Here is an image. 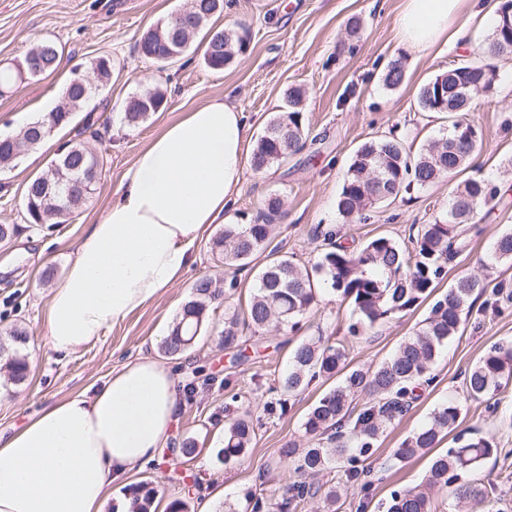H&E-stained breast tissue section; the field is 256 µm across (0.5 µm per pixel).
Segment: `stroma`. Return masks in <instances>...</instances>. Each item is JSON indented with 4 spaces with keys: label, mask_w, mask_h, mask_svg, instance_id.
Listing matches in <instances>:
<instances>
[{
    "label": "stroma",
    "mask_w": 512,
    "mask_h": 512,
    "mask_svg": "<svg viewBox=\"0 0 512 512\" xmlns=\"http://www.w3.org/2000/svg\"><path fill=\"white\" fill-rule=\"evenodd\" d=\"M185 0H0V66L23 60L37 41L49 38L62 46L57 71L49 77L26 80L0 96V130L16 133L40 118L46 105L59 104L74 71L85 70L101 55L112 56L115 71L101 97L110 99L106 111L77 113L74 123L93 122L99 139L90 148L102 154L104 167L92 198L67 223L51 228L28 224L24 188L28 180L47 171L60 146L73 138V130L51 134L38 149L26 152L22 163L0 171V224H13L17 232L0 245V342L13 325L25 327L29 341L23 349L30 363L26 381L0 380V431L24 425L45 406L75 394L92 391L112 368L129 359L150 356L162 360L183 384L179 410L169 431L170 443L196 441L198 455L183 465L162 450L159 461L138 466L112 483V504L124 501L127 491L142 482L157 486L168 500L191 492L192 506L217 488L224 498L217 512L235 508L245 512L248 498H269L294 479L290 466L279 458L280 448L294 443L309 445L304 417L335 380H316L292 398L279 390L288 370V356L307 336H324L342 343L352 367L374 370L388 359L401 341L412 335L428 316L429 304L390 320L363 335L347 332L352 308L330 292L320 293L297 333L268 329L225 349L218 343L224 312L209 316L206 330L187 352L162 355V336L170 331L194 282L210 275L237 282L226 292L225 304L243 307L255 268L267 261L266 252L252 258L251 268L222 265L213 256V239L222 225L212 224L197 242L195 260L174 288L115 324L100 341L64 355L45 344V326L51 291L63 279L76 243L87 224L93 223L116 198L125 170L138 153L168 123L202 104L214 94L243 112L254 136L263 135L273 116L282 111L292 88L304 92L302 111L306 142L287 162L257 172L245 168L232 215L257 219L270 199L283 203L271 242L279 254L293 257L309 268L317 263L328 241L360 246L387 236L400 246L412 245L414 227L431 223L446 213L455 182L443 181L416 188L392 202L371 208L366 218H343L337 210L348 165L358 148L382 136H397L418 148L441 137L449 118L444 112L418 107L420 88L461 59L473 57L491 27L471 23L469 48L437 45L415 55L397 37L404 0H229L218 27L248 31L249 43L236 62L221 70L208 68L201 53L186 54L153 81L143 78L146 63L136 44L150 27L176 13ZM360 19L357 34H350L351 19ZM405 63V78L387 88L383 75L393 59ZM492 90L474 95L468 118L483 131V146L470 161L467 175L480 174L496 183V201L483 208L471 231L470 251L449 264L440 290L456 277L472 274L512 286V261L489 264L496 238L512 230V54L495 61ZM167 91V104L143 123H123V107L131 97L151 85ZM512 343V298L485 293L473 303V313L442 349L432 367L435 381L418 389L411 409L389 425L375 444L366 465L372 473L368 492L349 487L337 512H386L392 490L421 484L432 459L423 454L408 461L394 460L400 442L426 423L434 409L455 400L463 407V428H475L493 437L501 455L484 461L476 473L497 512H512V384L495 395L469 398L465 378L493 345ZM286 399L288 411L269 410V402ZM250 415L256 437L239 461L224 464L216 450L224 442V428Z\"/></svg>",
    "instance_id": "obj_1"
}]
</instances>
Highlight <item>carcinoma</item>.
<instances>
[{
	"label": "carcinoma",
	"instance_id": "obj_1",
	"mask_svg": "<svg viewBox=\"0 0 512 512\" xmlns=\"http://www.w3.org/2000/svg\"><path fill=\"white\" fill-rule=\"evenodd\" d=\"M512 11V0H499L491 35L473 60H467L436 75L420 88L418 106L423 112L438 108L428 97V86L442 84L448 88V106L461 114L470 108L468 90L479 87L492 89L496 68L489 51L496 41L512 40V27L502 24V16ZM224 13V0H187L179 11L182 24L160 23L143 33L137 43L141 58L161 72L173 65L192 47L193 38L204 32L203 59L213 70H222L243 52L247 35L213 26L212 20ZM61 52L55 42L43 40L33 45L24 59H34L41 68L28 73L27 78H41L54 73ZM115 64L111 57H98L94 84L81 86L69 81L63 91L61 111L51 112L49 121H33L17 134L0 137V166L15 162L13 150H30L40 146L50 127L72 125L75 114L88 108L96 92L112 79ZM404 80V66L394 60L383 78L384 85L394 88ZM299 89L288 92V108L277 113L258 140L251 166L263 171L280 164L299 151L305 136L302 102ZM167 102L166 91L156 86L146 94L126 103L123 121L136 127L149 114L159 111ZM90 129L86 125L75 137L60 147V153L43 175L30 180L25 187L27 221L30 224H64L85 204L101 175L103 157L92 152L81 140ZM482 130L470 121H453L448 136L434 139L412 153L404 141L384 136L364 143L354 154L337 201V209L345 218L362 216L372 205L395 200L411 186L423 188L443 179H452L465 167L470 157L481 147ZM83 188L69 191L72 182ZM499 187L483 177L468 178L459 184L448 204L446 214L430 224L417 228L415 246L407 250L391 238L378 236L360 247L341 243L330 244L320 261L309 272L301 269L286 255H273L254 275L253 294L244 315L224 314V331L220 345L230 348L243 332L258 333L270 327L296 331L304 315L317 303L318 292L329 289L344 301H349L356 315L348 325V334L356 337L388 319L405 314L425 300L433 303L429 316L415 335L403 341L395 353L371 373L349 367L342 345H333L319 336L306 339L294 350L288 373L281 381L283 393L290 396L304 391L319 378L342 374V381L324 394L306 414L305 434L316 439L307 448L290 445L280 449L300 479L293 481L279 496L252 502L251 512H294L298 505L316 497L321 485L313 479L329 464L349 455L371 452L384 428L408 411L411 385L426 378L440 347L455 336L463 317L471 308L470 298L481 294L485 285L475 276L462 275L448 291L435 295L439 283L447 274L448 263L467 251L469 242L462 225L471 224L478 212L495 201ZM280 200L267 205V213L253 224H226L213 241L217 261L224 265L244 268L257 252L269 245L273 216L280 214ZM490 260H512V232L502 233L494 242ZM224 296L217 281L204 276L192 287L191 297L184 304L168 336L161 342V351L170 356L190 348L201 335L207 322V311L214 301ZM7 368L16 382L26 379L29 365L26 355L14 353L7 358ZM512 381V346L491 347L469 371L466 388L469 396L480 398L494 393ZM368 390L379 400L359 410L349 434L337 431L319 443L322 436L341 426L351 400ZM461 407L453 402L435 410L430 421L403 439L393 456L406 461L434 447L460 425ZM253 424L245 419L231 422L224 431V447L217 460L228 463L245 455L255 438ZM457 447L433 457L425 484L392 492L387 512H431L428 490L436 486L453 487L456 512H477L475 506L488 499L482 485L472 478L484 460L498 451L489 436L454 437ZM156 491L150 483H140L129 489L128 512H154Z\"/></svg>",
	"mask_w": 512,
	"mask_h": 512
}]
</instances>
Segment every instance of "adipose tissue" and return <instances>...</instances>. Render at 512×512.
Listing matches in <instances>:
<instances>
[{
  "label": "adipose tissue",
  "instance_id": "1",
  "mask_svg": "<svg viewBox=\"0 0 512 512\" xmlns=\"http://www.w3.org/2000/svg\"><path fill=\"white\" fill-rule=\"evenodd\" d=\"M465 13L481 16L477 0H405L399 41L418 53L441 42L467 44ZM249 139L243 112L216 95L149 141L51 293L50 350L70 354L97 342L179 281L207 226L234 202ZM180 390L163 364L139 357L93 393L0 432V512H104L113 481L165 447Z\"/></svg>",
  "mask_w": 512,
  "mask_h": 512
}]
</instances>
